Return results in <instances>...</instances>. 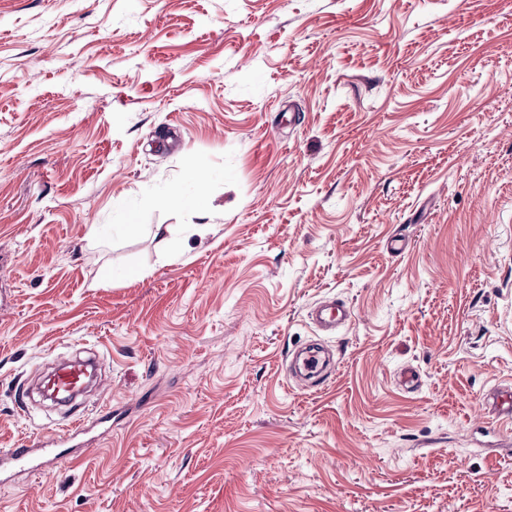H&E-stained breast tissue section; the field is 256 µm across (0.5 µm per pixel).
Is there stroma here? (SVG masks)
Returning <instances> with one entry per match:
<instances>
[{"label":"stroma","mask_w":512,"mask_h":512,"mask_svg":"<svg viewBox=\"0 0 512 512\" xmlns=\"http://www.w3.org/2000/svg\"><path fill=\"white\" fill-rule=\"evenodd\" d=\"M79 350L112 430L0 512H512V0H0V450ZM312 322L320 331H334L352 320V311L341 299L327 298L312 310ZM297 372L301 379L308 382L310 388L319 389L331 369L334 361L325 351L316 345H309L296 355ZM492 399L491 411L494 414L499 428L502 429L505 435H502L503 441L507 446L511 443V424H512V391L511 388L494 389L490 393Z\"/></svg>","instance_id":"1"}]
</instances>
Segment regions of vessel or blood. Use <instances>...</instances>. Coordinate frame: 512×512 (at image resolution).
<instances>
[{
	"label": "vessel or blood",
	"instance_id": "obj_1",
	"mask_svg": "<svg viewBox=\"0 0 512 512\" xmlns=\"http://www.w3.org/2000/svg\"><path fill=\"white\" fill-rule=\"evenodd\" d=\"M312 322L318 330L329 332L348 324L352 311L347 303L336 298L321 301L311 313ZM297 372L311 388H320L325 377L335 364L325 351L315 345L302 349L296 356ZM84 369L80 363L69 360L57 364L50 378L51 386L63 394H74L80 389ZM491 411L503 431L512 430V391L493 390ZM92 422L71 419L61 430L45 436H37L28 445L0 452V475L14 470L18 472L51 469L65 461L77 460L93 448L98 440Z\"/></svg>",
	"mask_w": 512,
	"mask_h": 512
}]
</instances>
